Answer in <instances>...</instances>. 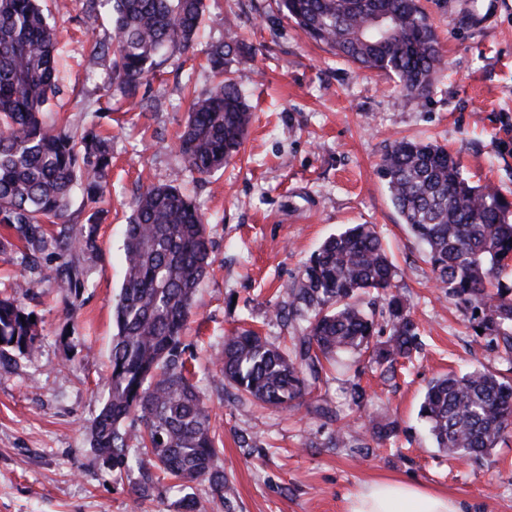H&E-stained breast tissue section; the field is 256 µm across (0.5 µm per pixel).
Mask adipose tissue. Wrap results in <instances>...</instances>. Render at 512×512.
<instances>
[{
    "label": "adipose tissue",
    "mask_w": 512,
    "mask_h": 512,
    "mask_svg": "<svg viewBox=\"0 0 512 512\" xmlns=\"http://www.w3.org/2000/svg\"><path fill=\"white\" fill-rule=\"evenodd\" d=\"M346 502V512H465L457 498L397 480L365 482Z\"/></svg>",
    "instance_id": "adipose-tissue-1"
}]
</instances>
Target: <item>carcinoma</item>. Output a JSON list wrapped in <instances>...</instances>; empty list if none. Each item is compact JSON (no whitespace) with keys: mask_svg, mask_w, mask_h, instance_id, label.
Returning a JSON list of instances; mask_svg holds the SVG:
<instances>
[{"mask_svg":"<svg viewBox=\"0 0 512 512\" xmlns=\"http://www.w3.org/2000/svg\"><path fill=\"white\" fill-rule=\"evenodd\" d=\"M93 28L108 7L112 55L103 90L129 104L147 105V88L166 50L194 51L204 0H84ZM311 39L361 68L392 78L407 97L428 95L443 61L419 0H277ZM386 17L392 34L376 28ZM57 29L39 0H0V224L10 230L0 251L23 246V259L56 279L68 298L79 295L80 258L98 250L95 219L108 192L112 159L107 138L94 128L57 125L50 103L58 92ZM234 48L205 51L206 66L222 77L192 92L176 151L192 176H207L231 160L253 113L233 78L224 75ZM392 204L437 286L469 307L488 346L503 347L512 363V203L491 186L470 180L457 156L440 144L399 141L377 169ZM91 210L78 235L68 226L75 196ZM60 225L57 235L46 225ZM208 219L195 200L172 185H152L136 198L126 224L124 279L113 307L105 397L90 429V445L107 469L138 471V496L154 472L181 484L206 481L215 496L230 495L220 470L210 406L197 389L183 332L194 298L212 263ZM63 259L48 265V256ZM397 276L370 224H354L327 238L288 287L275 315L301 318L303 334L285 352L253 329L224 337L216 365L224 379L275 407L300 405L322 378V359L343 352L365 357L394 377L401 359L419 348L420 328L404 296L392 293ZM0 298V363L35 349L38 323L24 303L34 282L15 281ZM386 297L378 311L363 296ZM419 415L436 447L458 459L487 456L512 428V383L480 367L432 380Z\"/></svg>","mask_w":512,"mask_h":512,"instance_id":"1","label":"carcinoma"}]
</instances>
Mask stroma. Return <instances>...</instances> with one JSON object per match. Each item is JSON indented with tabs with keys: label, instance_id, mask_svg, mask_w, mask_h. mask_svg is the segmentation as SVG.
Masks as SVG:
<instances>
[{
	"label": "stroma",
	"instance_id": "35a3bbf8",
	"mask_svg": "<svg viewBox=\"0 0 512 512\" xmlns=\"http://www.w3.org/2000/svg\"><path fill=\"white\" fill-rule=\"evenodd\" d=\"M65 2L60 11L54 0L42 2L60 32L52 111L73 128L96 122L109 137L112 193L101 205L99 252L85 262L78 309L66 313L56 282L36 279L27 303L39 321L36 347L0 367V512L175 510L170 480L139 499L137 473L105 472L88 431L109 372L129 205L149 184L184 188L212 240L186 342L234 494L226 503L208 482L191 483L195 512H345L346 494L374 479L425 485L471 512H512V435L490 456L462 462L436 448L419 417L433 379L479 365L512 379V369L475 334L470 310L435 287L421 244L375 173L396 141H431L457 154L473 181L512 200V0H421L446 62L423 99L401 96L388 76L314 43L274 0H205L201 45L243 36L247 48L231 67L256 118L235 160L198 183L172 144L189 109L185 83L201 91L215 82L202 58L176 53L164 62L148 92L153 111L107 100L108 61L91 50L111 44V23L87 29L81 0ZM106 106L111 114L93 117ZM349 224L376 225L388 246L422 352L390 381L365 362L329 372L293 410L254 402L214 364L225 334L248 324L280 345L300 335L302 322L276 319L275 308L312 253ZM355 384L366 393L360 406L350 397ZM387 424L395 433L378 442L375 430ZM341 428L353 440L339 447Z\"/></svg>",
	"mask_w": 512,
	"mask_h": 512
}]
</instances>
